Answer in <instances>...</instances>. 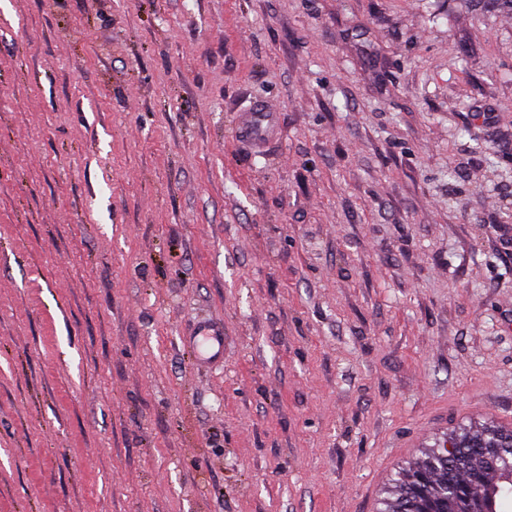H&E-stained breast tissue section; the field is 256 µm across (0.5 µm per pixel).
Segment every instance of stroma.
<instances>
[{"label": "stroma", "instance_id": "35a3bbf8", "mask_svg": "<svg viewBox=\"0 0 512 512\" xmlns=\"http://www.w3.org/2000/svg\"><path fill=\"white\" fill-rule=\"evenodd\" d=\"M211 318L213 367L181 341ZM485 420L512 426V15L0 6V512H378ZM240 136L255 147H263L278 132L276 115L264 105H256L238 114Z\"/></svg>", "mask_w": 512, "mask_h": 512}]
</instances>
